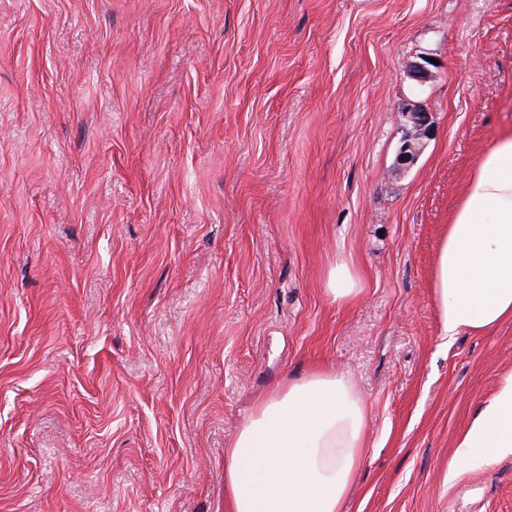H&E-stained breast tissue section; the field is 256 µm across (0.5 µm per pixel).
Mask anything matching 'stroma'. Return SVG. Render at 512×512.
Here are the masks:
<instances>
[{
    "label": "stroma",
    "instance_id": "stroma-1",
    "mask_svg": "<svg viewBox=\"0 0 512 512\" xmlns=\"http://www.w3.org/2000/svg\"><path fill=\"white\" fill-rule=\"evenodd\" d=\"M506 130L512 0H0V512H229L257 400L329 369L368 412L340 512H512V453L454 471L512 320L445 337L432 288ZM398 112H400L403 137L394 172L402 175L417 164L427 140L431 137L432 121L430 113L415 103L408 102L402 105ZM358 280L350 266L340 262L328 273L327 295L333 303L342 304L350 301L359 291Z\"/></svg>",
    "mask_w": 512,
    "mask_h": 512
}]
</instances>
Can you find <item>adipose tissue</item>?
I'll return each instance as SVG.
<instances>
[{
    "label": "adipose tissue",
    "instance_id": "1",
    "mask_svg": "<svg viewBox=\"0 0 512 512\" xmlns=\"http://www.w3.org/2000/svg\"><path fill=\"white\" fill-rule=\"evenodd\" d=\"M433 288L442 332H484L512 319V134L472 174L437 253ZM367 408L349 379L315 372L258 400L224 451L231 512H339L363 460ZM512 452V377L476 414L459 459Z\"/></svg>",
    "mask_w": 512,
    "mask_h": 512
}]
</instances>
